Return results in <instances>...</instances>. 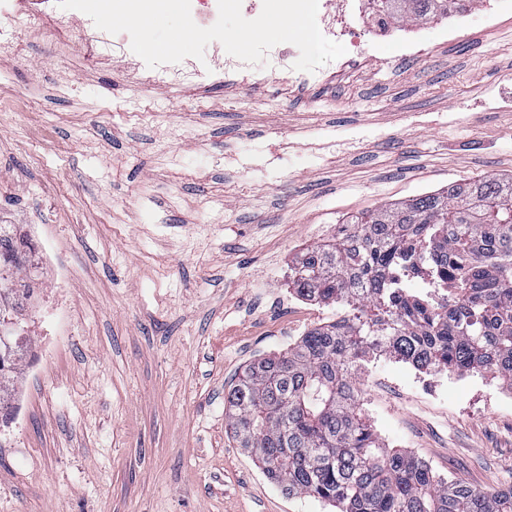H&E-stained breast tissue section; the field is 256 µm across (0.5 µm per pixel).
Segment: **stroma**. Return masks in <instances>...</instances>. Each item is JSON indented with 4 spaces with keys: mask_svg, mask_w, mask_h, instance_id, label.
Instances as JSON below:
<instances>
[{
    "mask_svg": "<svg viewBox=\"0 0 512 512\" xmlns=\"http://www.w3.org/2000/svg\"><path fill=\"white\" fill-rule=\"evenodd\" d=\"M485 9L366 32L319 84L147 83L29 37L23 59L0 53V224L26 225L70 279L56 350L18 396L25 424L0 438V512H327L267 481L224 397L287 350L284 321L335 320L289 306L303 250L379 206L512 175V13ZM404 371L362 375L385 444L512 486V392L489 373Z\"/></svg>",
    "mask_w": 512,
    "mask_h": 512,
    "instance_id": "1",
    "label": "stroma"
}]
</instances>
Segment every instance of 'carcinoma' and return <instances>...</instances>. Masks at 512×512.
<instances>
[{
	"mask_svg": "<svg viewBox=\"0 0 512 512\" xmlns=\"http://www.w3.org/2000/svg\"><path fill=\"white\" fill-rule=\"evenodd\" d=\"M477 0H376L397 25L426 23ZM28 239L0 224V416L27 357L21 335ZM443 279L418 294L398 272ZM289 286L341 310L291 349L249 365L224 399L226 428L290 498L336 512H512V487L446 479L389 448L359 410L365 366L386 355L426 374L493 373L512 392V177L488 175L376 209L304 251Z\"/></svg>",
	"mask_w": 512,
	"mask_h": 512,
	"instance_id": "cac0c4a2",
	"label": "carcinoma"
}]
</instances>
